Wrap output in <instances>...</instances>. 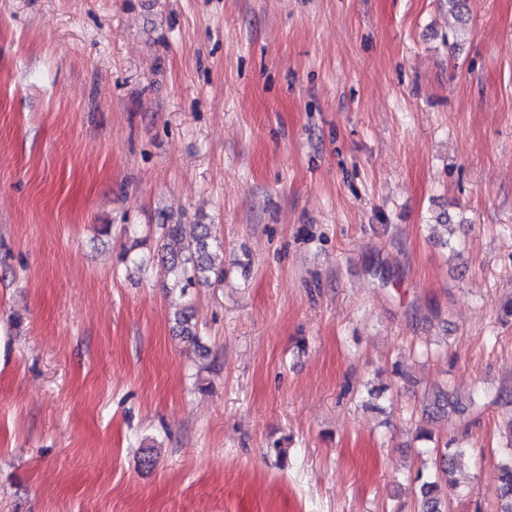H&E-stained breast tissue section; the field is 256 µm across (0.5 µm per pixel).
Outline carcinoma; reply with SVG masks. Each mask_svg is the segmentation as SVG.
I'll list each match as a JSON object with an SVG mask.
<instances>
[{
	"label": "carcinoma",
	"instance_id": "obj_1",
	"mask_svg": "<svg viewBox=\"0 0 512 512\" xmlns=\"http://www.w3.org/2000/svg\"><path fill=\"white\" fill-rule=\"evenodd\" d=\"M164 229L163 248L170 254L174 285L184 289L209 282L210 274L215 272L209 247L221 246L216 236L212 235L210 225L166 224ZM177 324L181 336L199 342L196 326L191 322L188 311L177 314ZM433 452V471L428 474L420 471L415 477V481L419 482L418 512H448V476L456 468L457 454L451 452L448 445L438 443ZM496 478L500 492L496 512H512V463L499 466Z\"/></svg>",
	"mask_w": 512,
	"mask_h": 512
}]
</instances>
